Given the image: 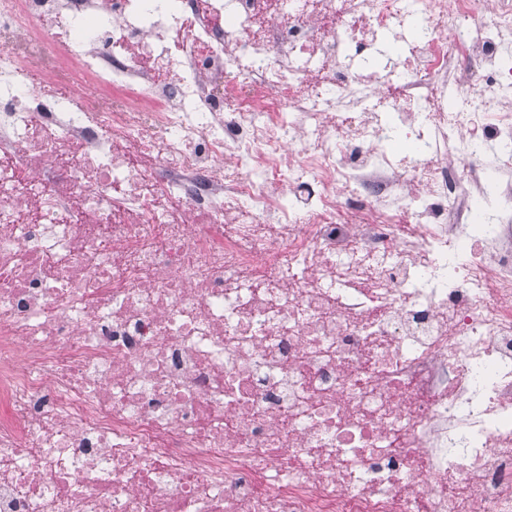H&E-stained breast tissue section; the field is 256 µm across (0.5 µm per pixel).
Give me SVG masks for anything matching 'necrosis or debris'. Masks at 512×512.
Wrapping results in <instances>:
<instances>
[{"label": "necrosis or debris", "instance_id": "1", "mask_svg": "<svg viewBox=\"0 0 512 512\" xmlns=\"http://www.w3.org/2000/svg\"><path fill=\"white\" fill-rule=\"evenodd\" d=\"M0 512H512V0H0Z\"/></svg>", "mask_w": 512, "mask_h": 512}]
</instances>
